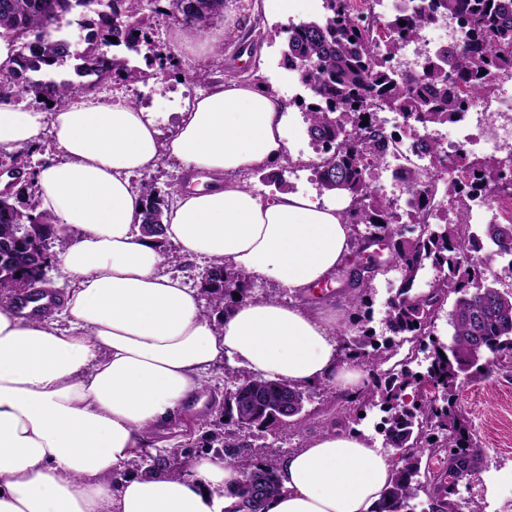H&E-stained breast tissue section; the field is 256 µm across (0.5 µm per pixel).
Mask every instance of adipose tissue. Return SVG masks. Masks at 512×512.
<instances>
[{
  "label": "adipose tissue",
  "instance_id": "obj_1",
  "mask_svg": "<svg viewBox=\"0 0 512 512\" xmlns=\"http://www.w3.org/2000/svg\"><path fill=\"white\" fill-rule=\"evenodd\" d=\"M289 111L279 96L229 80L186 98L163 141L158 113L121 95L47 110L0 100V152L52 136L55 157L35 185L40 210L68 239L57 262L70 279L66 327L0 307V512H229L238 473L207 455L182 475L111 477L184 415L218 362L298 386H363L336 338L343 311L259 298L207 316L198 289L166 272L140 231L129 177L164 153L222 179L168 211L164 238L180 256L295 295L329 278L350 249L348 199L264 197L235 180L281 162ZM394 468L358 433H323L278 461L281 491L267 512H372Z\"/></svg>",
  "mask_w": 512,
  "mask_h": 512
}]
</instances>
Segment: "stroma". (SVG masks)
Listing matches in <instances>:
<instances>
[{
	"instance_id": "obj_1",
	"label": "stroma",
	"mask_w": 512,
	"mask_h": 512,
	"mask_svg": "<svg viewBox=\"0 0 512 512\" xmlns=\"http://www.w3.org/2000/svg\"><path fill=\"white\" fill-rule=\"evenodd\" d=\"M255 0H228L222 18L216 19L213 30L221 40L207 56H192L179 52L180 67L163 74L147 65L142 55L118 49V56L127 57L130 66L143 73L141 81L117 85L125 97L137 100L140 106L166 113L160 121L162 138L173 134L176 113L186 97L203 92L205 85L229 79L249 81L273 90L285 97L293 110L288 116L285 140L292 164L282 173L281 182H273L266 172L242 175V182L258 194L293 191L312 201L324 204L334 201V194L322 191L310 163L318 156V147L311 140L305 115L297 102L303 89L294 71L288 70L284 51L290 25L318 18L321 0H299L298 10L288 19L269 24ZM207 75L206 84L192 78L194 72ZM205 390L198 395L199 406L187 425L173 424L152 438L154 447L188 449L200 453L203 432L201 421H214L221 412L224 398V367L215 365L205 374ZM459 402L472 423V429L485 450L482 470L470 484L460 485L457 501L462 507L478 504L483 512H512V371H499L489 377H461ZM304 423L299 432H285L278 442L281 450L295 451L309 444L320 434L335 429L339 418L332 394H314L306 401L302 412Z\"/></svg>"
}]
</instances>
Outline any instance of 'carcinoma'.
Wrapping results in <instances>:
<instances>
[{"label":"carcinoma","instance_id":"obj_1","mask_svg":"<svg viewBox=\"0 0 512 512\" xmlns=\"http://www.w3.org/2000/svg\"><path fill=\"white\" fill-rule=\"evenodd\" d=\"M0 0V28L15 43V66L5 74L0 93L26 94L42 108L58 104L88 85L117 78L135 83L141 71L130 68L111 53L125 47L139 51L156 47L154 29L145 12L173 17L184 30L208 33L211 21L224 16L225 0ZM324 12L317 20L290 28L285 60L302 72L311 102L305 111L308 133L321 146L322 155L311 164L315 181L327 192L345 194L350 205L344 211L352 227L350 251L355 261L342 269L343 289L336 295L360 308L377 275L401 274L399 287L387 302L385 329L388 343L381 346L362 319L352 320L340 331L341 352L362 363H385L392 358L394 341H428L431 363L426 372H414L409 362L392 366L370 379L354 393L336 395L343 414L362 405L379 404L387 413L383 422L384 447L401 451L389 486L373 512H414L412 500L422 490L428 512H458L452 499L456 486L481 470L484 449L474 439L469 422L457 405L454 391L463 373L488 377L512 367V290L487 282L488 263L500 258L507 264L500 275L512 277V222L484 224L480 233L468 224L467 199L480 195L492 202L512 197V172L494 156L464 161L461 175L445 184L455 219L432 224L439 177L415 168L401 186L417 198L409 214L405 236L393 199L371 189L370 172L382 164L381 143L394 134L375 118L378 110L399 111L406 121L426 128L445 124L464 111L466 100L480 99L491 80L512 72V0H430L427 8L381 22L371 10L358 12L348 0H322ZM77 14V25L86 31L87 47L73 48L61 30L62 20ZM451 18L460 21L464 33L426 57L420 70L397 74L396 56L405 45L421 39L429 25ZM405 25H400V22ZM387 30L380 43L378 29ZM76 60L73 73L80 81L50 78L33 80L30 72L56 69ZM369 124L364 125L362 121ZM144 224L149 236L163 235V217L169 193L151 181L139 185ZM66 238L38 202L19 208L12 199L0 200V279L5 290L27 292L42 282L41 267L51 248H63ZM431 265L440 276L425 291H413L420 270ZM200 288L210 297L211 314L224 313V303L252 297L254 280L230 275L214 263L201 278ZM240 299H235L234 294ZM456 296L448 314L451 332L443 342L430 332L450 295ZM432 383L438 396L418 390ZM413 394H408V389ZM324 386H298L285 380L255 377L239 368L224 366V416L226 426L239 420L249 430L274 431L301 424L300 415L309 394ZM288 397V419L278 420L275 405ZM224 448V462L243 457L245 444L236 431H224L207 440ZM444 454V473L421 472L422 458ZM279 492L276 460L252 459L240 474L230 495L238 500L235 512H266L268 500Z\"/></svg>","mask_w":512,"mask_h":512}]
</instances>
